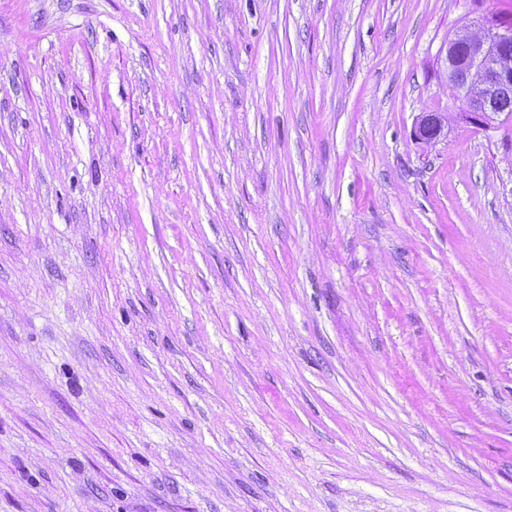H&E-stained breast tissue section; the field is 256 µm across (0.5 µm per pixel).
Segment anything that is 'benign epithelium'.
Returning a JSON list of instances; mask_svg holds the SVG:
<instances>
[{"mask_svg": "<svg viewBox=\"0 0 512 512\" xmlns=\"http://www.w3.org/2000/svg\"><path fill=\"white\" fill-rule=\"evenodd\" d=\"M445 60L448 84L463 111L423 113L414 136L435 143L454 120L484 131L503 124L502 103L512 98V28H503L489 17L475 31L465 26L448 39Z\"/></svg>", "mask_w": 512, "mask_h": 512, "instance_id": "7a95c632", "label": "benign epithelium"}]
</instances>
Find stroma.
<instances>
[{
	"label": "stroma",
	"instance_id": "1",
	"mask_svg": "<svg viewBox=\"0 0 512 512\" xmlns=\"http://www.w3.org/2000/svg\"><path fill=\"white\" fill-rule=\"evenodd\" d=\"M512 0H0V512H512ZM445 60L448 84L465 112H424L414 126L418 140L437 142L454 120L487 131L503 124L505 114L512 118V100L501 108L512 98V28L493 17H484L476 31L465 26L448 40Z\"/></svg>",
	"mask_w": 512,
	"mask_h": 512
}]
</instances>
